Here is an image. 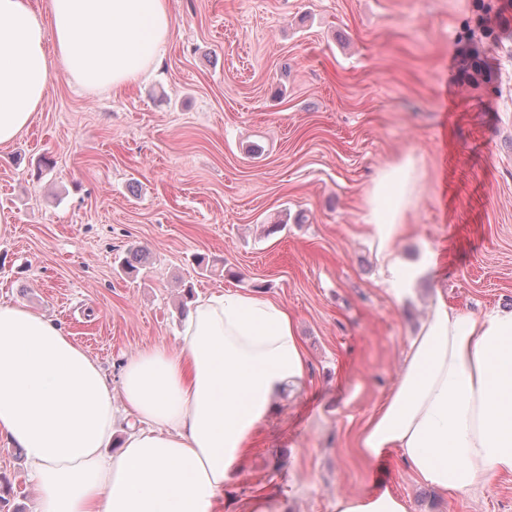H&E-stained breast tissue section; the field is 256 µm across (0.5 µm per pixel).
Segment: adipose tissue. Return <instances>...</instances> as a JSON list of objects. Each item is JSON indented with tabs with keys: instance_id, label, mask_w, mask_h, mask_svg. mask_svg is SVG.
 <instances>
[{
	"instance_id": "obj_1",
	"label": "adipose tissue",
	"mask_w": 512,
	"mask_h": 512,
	"mask_svg": "<svg viewBox=\"0 0 512 512\" xmlns=\"http://www.w3.org/2000/svg\"><path fill=\"white\" fill-rule=\"evenodd\" d=\"M173 29L169 0H0V146L30 127L55 78L126 87ZM418 200L409 155L379 168L361 200L398 303L417 277L397 243ZM177 341L132 355L115 388L51 319L0 303V438L23 448L39 512H214L254 432L304 378L307 357L287 308L252 294L199 298ZM120 405L141 427L119 440ZM357 450L367 459L397 451L444 494L512 475V308L473 316L435 299ZM334 512L408 505L384 489L339 495Z\"/></svg>"
}]
</instances>
